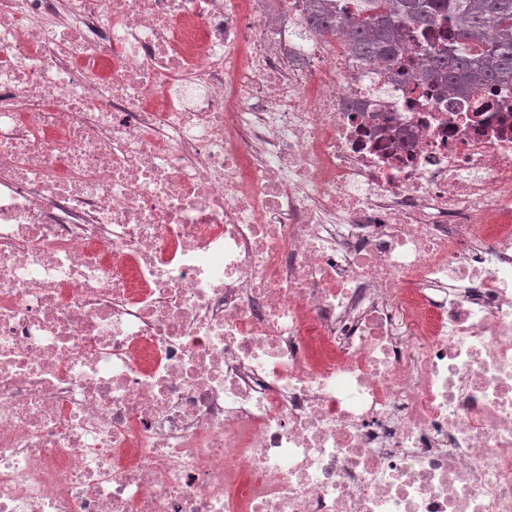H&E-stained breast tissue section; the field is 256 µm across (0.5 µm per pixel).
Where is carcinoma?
I'll return each instance as SVG.
<instances>
[{
  "label": "carcinoma",
  "instance_id": "1",
  "mask_svg": "<svg viewBox=\"0 0 512 512\" xmlns=\"http://www.w3.org/2000/svg\"><path fill=\"white\" fill-rule=\"evenodd\" d=\"M349 15L330 0H307L304 22L312 33L341 29L356 57L399 71L406 40L437 27L448 30L452 47L427 53L418 64L422 81L474 94L485 87L512 84V0H359ZM481 43L480 51L469 48Z\"/></svg>",
  "mask_w": 512,
  "mask_h": 512
}]
</instances>
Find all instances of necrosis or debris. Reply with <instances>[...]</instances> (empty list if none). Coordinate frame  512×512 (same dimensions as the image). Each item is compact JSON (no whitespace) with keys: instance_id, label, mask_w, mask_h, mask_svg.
Segmentation results:
<instances>
[{"instance_id":"obj_1","label":"necrosis or debris","mask_w":512,"mask_h":512,"mask_svg":"<svg viewBox=\"0 0 512 512\" xmlns=\"http://www.w3.org/2000/svg\"><path fill=\"white\" fill-rule=\"evenodd\" d=\"M266 3L0 0V512H512V85Z\"/></svg>"}]
</instances>
